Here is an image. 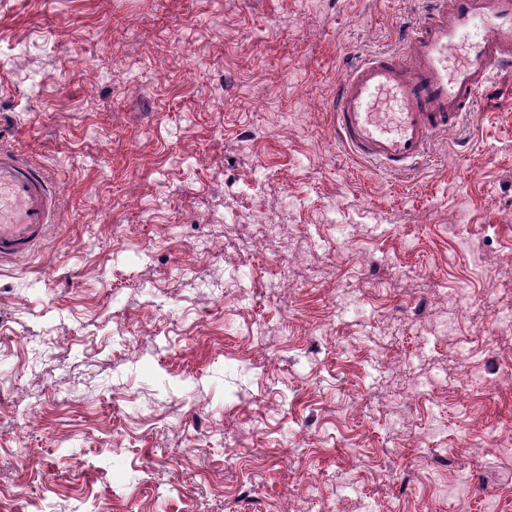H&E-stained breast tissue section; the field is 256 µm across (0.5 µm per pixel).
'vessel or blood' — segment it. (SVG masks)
<instances>
[{
    "mask_svg": "<svg viewBox=\"0 0 512 512\" xmlns=\"http://www.w3.org/2000/svg\"><path fill=\"white\" fill-rule=\"evenodd\" d=\"M512 66V0H431L399 52L349 68L332 121L356 162L406 171L433 135L459 127L478 91ZM60 219L43 169L0 148V263L14 262Z\"/></svg>",
    "mask_w": 512,
    "mask_h": 512,
    "instance_id": "1",
    "label": "vessel or blood"
}]
</instances>
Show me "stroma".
Wrapping results in <instances>:
<instances>
[{"instance_id":"stroma-1","label":"stroma","mask_w":512,"mask_h":512,"mask_svg":"<svg viewBox=\"0 0 512 512\" xmlns=\"http://www.w3.org/2000/svg\"><path fill=\"white\" fill-rule=\"evenodd\" d=\"M420 6L0 0V142L61 210L0 265V512H512V382L443 389L512 361V71L404 173L331 118Z\"/></svg>"}]
</instances>
